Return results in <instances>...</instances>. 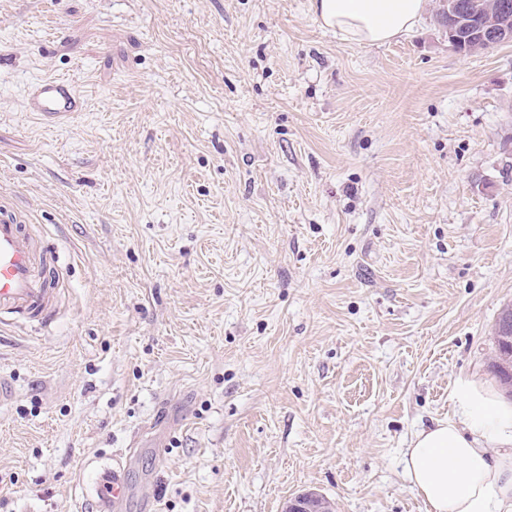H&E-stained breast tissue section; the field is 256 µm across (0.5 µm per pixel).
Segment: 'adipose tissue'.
<instances>
[{
    "label": "adipose tissue",
    "instance_id": "adipose-tissue-1",
    "mask_svg": "<svg viewBox=\"0 0 512 512\" xmlns=\"http://www.w3.org/2000/svg\"><path fill=\"white\" fill-rule=\"evenodd\" d=\"M427 0H314L317 20L357 44L380 45L411 31ZM454 413L417 431L406 476L427 512H512V403L470 375L452 385Z\"/></svg>",
    "mask_w": 512,
    "mask_h": 512
}]
</instances>
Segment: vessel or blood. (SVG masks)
I'll return each instance as SVG.
<instances>
[{
  "label": "vessel or blood",
  "mask_w": 512,
  "mask_h": 512,
  "mask_svg": "<svg viewBox=\"0 0 512 512\" xmlns=\"http://www.w3.org/2000/svg\"><path fill=\"white\" fill-rule=\"evenodd\" d=\"M37 117L63 122L81 112L75 84L64 78L36 81L26 102ZM59 279L55 250H36L34 240L12 215L0 212V318L20 316L49 326L56 315ZM125 463L99 468L94 477L92 512H120L126 498Z\"/></svg>",
  "instance_id": "1"
}]
</instances>
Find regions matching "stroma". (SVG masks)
Masks as SVG:
<instances>
[{
  "mask_svg": "<svg viewBox=\"0 0 512 512\" xmlns=\"http://www.w3.org/2000/svg\"><path fill=\"white\" fill-rule=\"evenodd\" d=\"M437 12L359 45L313 0H0V206L62 283L0 326V512H82L132 448L124 512H426L404 452L512 304V42ZM26 107L39 118L59 123L81 112V96L68 79H41L31 86Z\"/></svg>",
  "mask_w": 512,
  "mask_h": 512,
  "instance_id": "35a3bbf8",
  "label": "stroma"
}]
</instances>
